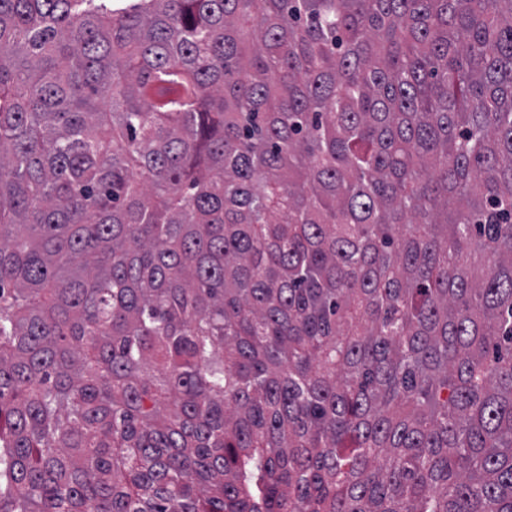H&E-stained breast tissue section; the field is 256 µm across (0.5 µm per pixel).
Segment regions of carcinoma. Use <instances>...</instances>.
I'll list each match as a JSON object with an SVG mask.
<instances>
[{
  "mask_svg": "<svg viewBox=\"0 0 512 512\" xmlns=\"http://www.w3.org/2000/svg\"><path fill=\"white\" fill-rule=\"evenodd\" d=\"M0 512H512V0H0Z\"/></svg>",
  "mask_w": 512,
  "mask_h": 512,
  "instance_id": "carcinoma-1",
  "label": "carcinoma"
}]
</instances>
